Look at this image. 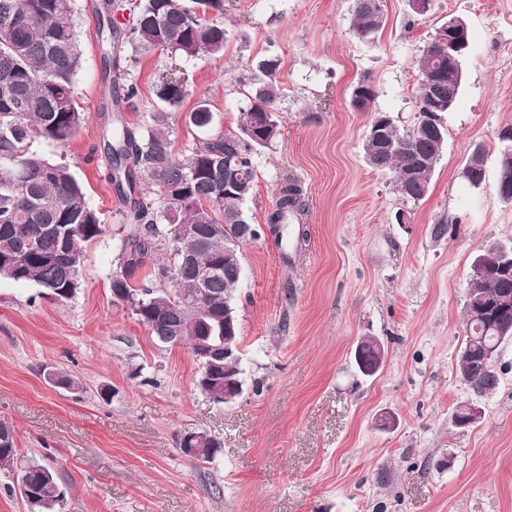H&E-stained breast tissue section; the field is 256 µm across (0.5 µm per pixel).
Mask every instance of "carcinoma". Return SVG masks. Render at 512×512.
<instances>
[{
    "instance_id": "cac0c4a2",
    "label": "carcinoma",
    "mask_w": 512,
    "mask_h": 512,
    "mask_svg": "<svg viewBox=\"0 0 512 512\" xmlns=\"http://www.w3.org/2000/svg\"><path fill=\"white\" fill-rule=\"evenodd\" d=\"M372 0H355L353 28L362 39L375 35L383 26V13L371 7ZM113 0H103L97 32L105 70L120 68L119 45L138 51H157L188 65L204 56H220L228 30L217 16L224 14V0H138L130 10L127 26L120 29L112 17ZM84 58L74 21V0H0V256L16 261L12 272L0 275L28 282L55 300L71 297V285L79 274L87 243L103 233L104 224L86 196L83 183L64 163L38 152L34 143L48 140L65 146L78 133L84 115L78 110L75 77ZM418 82L415 124L401 131L385 120L380 133L366 136L363 150L367 164L389 170L403 186L406 200L419 202L431 186L435 167L447 140L442 113L448 111V96L458 98L462 82L448 73V59L430 54L424 45L415 58ZM279 59L268 57L251 78V91L240 110L237 131L226 134L216 122L210 104L201 100L185 113L190 133L204 138L182 155L173 150L171 114L186 96V78L179 68L159 73L154 85L156 106L149 124L135 132L126 124L104 140V155L111 181L122 197L127 223L120 271L111 288L121 301L134 293L139 304L137 321L151 334L174 346L194 345L203 336L220 343L224 335V307L232 304L240 277L224 275V265H242V252L224 250L243 237L252 226L246 202L252 197L256 179L254 156L281 134L274 103L279 94ZM238 169L239 186L224 188V162ZM484 154L476 148L468 159L474 176L464 178L474 186L484 179ZM148 183L161 205L153 206L138 191ZM306 209L301 190L291 183L281 186L266 225L277 241L288 231V214L303 215ZM194 229L195 239L184 240L170 233V225ZM512 244H490L474 263L485 267L480 279L470 282L475 296L492 297L512 289V271L498 265L503 249ZM163 253L158 276L171 288L143 286L134 289L126 278L143 268L146 259ZM191 301L197 316L186 315L182 305ZM467 335L492 344L501 328L491 314L466 316ZM224 356L215 352V363L201 365L199 375L209 368L210 382L199 389L217 404L224 403ZM463 384L473 382L488 394L499 386V376L476 363ZM20 468L22 497L34 495L29 512H51L63 501L56 471L35 459L18 464V448L11 425L0 421V470Z\"/></svg>"
}]
</instances>
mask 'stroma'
I'll return each instance as SVG.
<instances>
[{
	"label": "stroma",
	"mask_w": 512,
	"mask_h": 512,
	"mask_svg": "<svg viewBox=\"0 0 512 512\" xmlns=\"http://www.w3.org/2000/svg\"><path fill=\"white\" fill-rule=\"evenodd\" d=\"M101 2L76 0L85 121L67 146L38 148L83 182L104 231L86 245L67 301L0 277V420L21 456L54 466L60 512H512V341L500 347L493 393L474 398L456 376L471 263L489 243H512V204L496 189L497 135L512 124V0H434L415 21L408 0H382L384 24L369 42L352 28L354 0H224L229 40L223 55L189 67L174 150L195 146L183 115L202 98L235 132L255 65L278 57L281 134L255 158L247 208L264 224L287 179L309 208L301 245L265 234L242 247L244 391L227 405L196 388L188 345L159 342L112 296L124 206L95 147L123 85L138 89L126 124L146 126L169 60L125 49L103 80ZM456 16L468 25L465 79L430 191L414 203L392 172L367 165L363 141L373 112L414 124L415 56ZM361 82L373 90L365 112L351 102ZM478 145L485 177L473 186L462 171ZM400 211L407 223H397ZM365 336L386 352L370 379L353 361ZM56 371L80 390L53 386ZM474 399L482 419L455 427L454 409ZM383 412L395 419L387 430L376 424ZM193 432L221 444L212 462L180 452ZM447 456L451 466L439 467Z\"/></svg>",
	"instance_id": "35a3bbf8"
}]
</instances>
